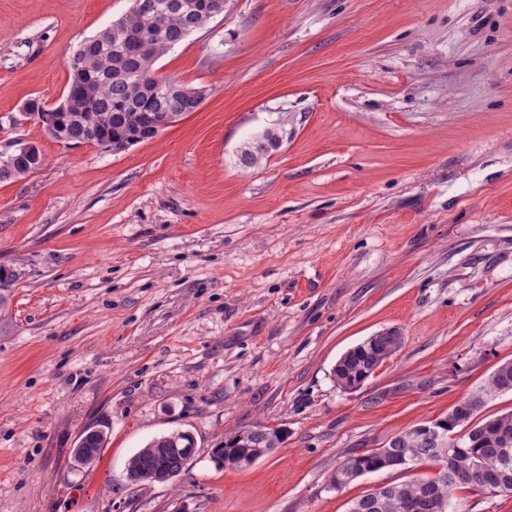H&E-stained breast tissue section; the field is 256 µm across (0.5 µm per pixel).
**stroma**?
Returning <instances> with one entry per match:
<instances>
[{
  "instance_id": "stroma-1",
  "label": "stroma",
  "mask_w": 512,
  "mask_h": 512,
  "mask_svg": "<svg viewBox=\"0 0 512 512\" xmlns=\"http://www.w3.org/2000/svg\"><path fill=\"white\" fill-rule=\"evenodd\" d=\"M129 0H0V154L42 166L0 183V512H348L349 451L447 414L512 361V0H224L155 64L209 90L119 153L21 120L56 103L66 61ZM282 146L246 168L273 123ZM404 343L355 391L340 356ZM104 419L100 460L75 469ZM262 424L251 466L211 458ZM191 430L172 483H131L151 439ZM448 512H512L452 491ZM108 432L109 424L104 421L88 425L76 441V450L72 456L73 465L78 468L94 466L81 455L79 448H83L88 456L94 457L95 463L98 462L103 448L107 445ZM285 438L286 433L279 428L261 425L242 427L231 432L224 439V445L214 448L212 456L219 467L241 469L251 465L259 448H268L263 453H270ZM273 445L276 447L270 448Z\"/></svg>"
}]
</instances>
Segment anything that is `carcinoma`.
<instances>
[{
  "label": "carcinoma",
  "instance_id": "obj_1",
  "mask_svg": "<svg viewBox=\"0 0 512 512\" xmlns=\"http://www.w3.org/2000/svg\"><path fill=\"white\" fill-rule=\"evenodd\" d=\"M158 6H141L131 0L130 30L109 35L101 30L82 41L66 61L70 80L64 96L71 99L68 112H58L38 98L28 102L52 117L60 126L62 141L107 147L114 136H145L151 131L154 115L159 112L189 113L197 108V98L204 86H191L171 76L155 74L154 64L168 51L183 42L195 24L203 29L210 23L200 10L190 17L179 10ZM277 151L276 134H266L250 141L240 153L246 168L254 167ZM27 173L21 160L7 168L0 167V182L14 181ZM395 341V331L377 336L373 342L356 346L342 361L341 373L352 389L361 388L385 361L384 352ZM512 391V362L497 367L487 385L438 418L435 428L448 435H461V448H449L454 455L452 466L433 477H417L381 492H371L352 502L350 512H446L452 490L462 486H482L495 478V472L512 473V414H502L475 421L492 393ZM109 424L101 421L88 425L76 441V447L100 460L107 445ZM286 433L275 427L239 428L224 439V445L212 451L220 467L241 469L251 465L260 448L285 441ZM193 442L184 430L177 429L149 441V449L130 459L131 473L148 478L157 473L179 475L186 468L187 452ZM442 449L424 431L407 435L388 453L410 459L415 465L433 466ZM343 464L362 475L384 470L385 458L371 448L349 453Z\"/></svg>",
  "mask_w": 512,
  "mask_h": 512
}]
</instances>
